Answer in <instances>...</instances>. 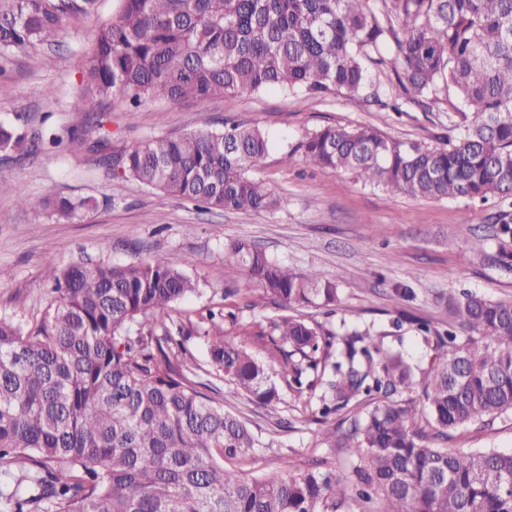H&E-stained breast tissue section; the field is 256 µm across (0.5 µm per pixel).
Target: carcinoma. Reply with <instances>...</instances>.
<instances>
[{"mask_svg": "<svg viewBox=\"0 0 512 512\" xmlns=\"http://www.w3.org/2000/svg\"><path fill=\"white\" fill-rule=\"evenodd\" d=\"M95 7L11 0L0 19V75ZM374 67L390 69L402 97L428 110L453 91L460 132L425 146L369 126L327 125L298 144L305 162L417 199L512 198V0H119L82 59L85 128L68 144L164 197L222 211L282 209L286 200L249 176L270 148L260 128L152 136L115 153L103 107L116 94L134 112L147 101L268 89L358 100ZM28 140L0 123L1 151L21 153ZM96 204L54 190L42 201L60 219ZM492 238L511 268V214L494 215ZM190 265L185 257L52 267L57 297L39 324L0 317V512H350V502L374 499L376 512H512V452L433 445L512 413V301L464 292L448 304L444 333L417 321L425 342H439L420 409L387 399L413 389L416 372L369 326L346 330L331 363L318 325L286 314L231 336L216 322L223 312L211 310L209 364L230 388L206 394L183 358L182 337L194 326L170 315L200 291ZM224 265L245 269L260 299L286 309L340 301L336 283L245 240L224 244ZM266 336L296 387L309 369L330 372L322 442L358 459L355 496L324 460L297 471L284 457L269 478L235 465L266 447L233 411L237 398L279 402L268 365L246 350ZM296 352L306 364L291 360ZM349 406L347 428L328 421Z\"/></svg>", "mask_w": 512, "mask_h": 512, "instance_id": "obj_1", "label": "carcinoma"}]
</instances>
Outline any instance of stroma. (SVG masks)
Returning <instances> with one entry per match:
<instances>
[{
	"mask_svg": "<svg viewBox=\"0 0 512 512\" xmlns=\"http://www.w3.org/2000/svg\"><path fill=\"white\" fill-rule=\"evenodd\" d=\"M117 10L118 0H97L93 13L66 19L57 43L35 46L19 57L0 82V123L47 137L81 129V54L96 28ZM372 76L380 94L376 102L352 101L341 93L322 97L265 90L204 102H149L130 113L121 99L110 101L108 126L117 151L151 136H178L227 122L267 132L275 146L249 175L287 198V206L273 212H206L160 197L135 180L107 176L90 155L61 147L42 145L22 160L0 151V181L9 185L0 192V317L28 325L44 317L51 286L45 270L50 264L62 268L101 260L123 264L138 256H189L193 264L187 272L200 280L201 290L176 304L173 317L195 323V331L184 339L186 358L197 381L208 384V310L227 312L222 326L231 333L256 322L269 323L283 313L278 305L259 301L243 269L225 266V242L246 239L289 268L314 269L322 278L339 282L340 306L305 307L298 309V316L335 333L345 322L373 326L384 334L386 345L401 349L419 371H427L434 351L418 336L415 319L444 327L446 297L463 290L512 300V269L497 263L490 240L488 218L495 207L465 199L394 195L347 172L298 157L288 164L281 160L283 151L325 125H370L387 136L432 146L457 135L456 97L430 112L406 102L395 112L390 107L399 95L394 76L378 69ZM49 186L73 199L96 197L98 206L66 221L57 219L41 205ZM17 188L27 205L18 203L13 194ZM464 217L470 221L465 234L458 229ZM230 284L238 293L228 297L224 290ZM404 287L412 289V298L392 301L394 289ZM271 379L281 397L276 409L239 404L260 427L264 441L243 463L245 473L275 475L285 456L298 467L325 459L337 475H345L352 459L326 448L320 439L318 391L288 387L277 364ZM447 445L465 451H512V413L459 429Z\"/></svg>",
	"mask_w": 512,
	"mask_h": 512,
	"instance_id": "35a3bbf8",
	"label": "stroma"
}]
</instances>
